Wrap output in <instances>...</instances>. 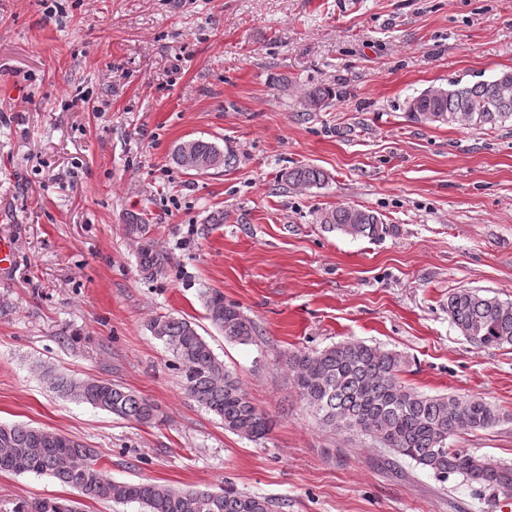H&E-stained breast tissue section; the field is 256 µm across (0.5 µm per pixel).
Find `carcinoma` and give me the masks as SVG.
<instances>
[{
  "instance_id": "obj_1",
  "label": "carcinoma",
  "mask_w": 512,
  "mask_h": 512,
  "mask_svg": "<svg viewBox=\"0 0 512 512\" xmlns=\"http://www.w3.org/2000/svg\"><path fill=\"white\" fill-rule=\"evenodd\" d=\"M335 96L330 87L307 92L312 110ZM410 116L428 124L483 130L512 122V70L490 80L455 82L416 96ZM191 153L199 171L218 161L229 166L235 156L213 143L192 139ZM295 187L321 186L326 174L302 165L281 175ZM318 222L326 232L353 239H382L390 229L375 213L349 205L321 211ZM126 232L145 240L137 249L141 273L162 274L168 254L150 237V227L132 218ZM210 322L224 338L242 345L259 336L258 326L241 307L224 301L214 290L205 295ZM448 317L470 343L483 348L512 346V301L461 288L448 296ZM152 336L165 344L175 359L186 395L217 416L224 429L257 442L266 438L272 423L256 407L239 378L224 366L195 324L163 315L149 324ZM294 386L321 427L362 437L388 449L396 458L409 459L444 482L451 475L493 487H512V466L492 463L468 448H455L450 439L468 430L486 429L500 421L496 407L474 395H427L408 385L402 375L408 361L402 354L354 340H342L320 350H297L283 355ZM53 392L78 404L124 420L154 425L162 421L157 405L137 392L109 380H86L41 368ZM0 473L50 476L76 492L74 498L22 501L14 512H81V501L135 504L140 512H278L267 496L226 487L221 492L174 489L149 478L114 482L97 452L54 429L23 424H0Z\"/></svg>"
}]
</instances>
